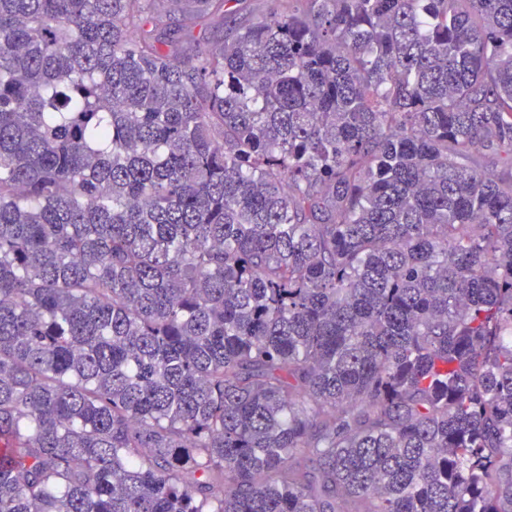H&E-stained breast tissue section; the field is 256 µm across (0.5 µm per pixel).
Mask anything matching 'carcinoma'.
Returning a JSON list of instances; mask_svg holds the SVG:
<instances>
[{"label": "carcinoma", "instance_id": "carcinoma-1", "mask_svg": "<svg viewBox=\"0 0 512 512\" xmlns=\"http://www.w3.org/2000/svg\"><path fill=\"white\" fill-rule=\"evenodd\" d=\"M0 0V512H512V0ZM278 5V0H229L224 6V22H206L195 31V38L202 48L222 44L233 38L243 27L259 21Z\"/></svg>", "mask_w": 512, "mask_h": 512}]
</instances>
